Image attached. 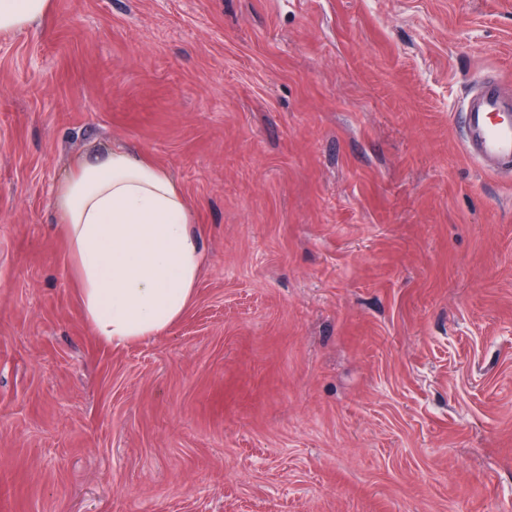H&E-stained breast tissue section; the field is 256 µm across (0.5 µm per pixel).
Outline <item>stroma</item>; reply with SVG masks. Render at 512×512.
<instances>
[{
  "label": "stroma",
  "mask_w": 512,
  "mask_h": 512,
  "mask_svg": "<svg viewBox=\"0 0 512 512\" xmlns=\"http://www.w3.org/2000/svg\"><path fill=\"white\" fill-rule=\"evenodd\" d=\"M512 0H52L0 33V512H512ZM126 145L206 263L86 325L56 192ZM466 149L483 169L512 175V97L497 75L481 79L464 104Z\"/></svg>",
  "instance_id": "stroma-1"
}]
</instances>
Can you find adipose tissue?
<instances>
[{
	"instance_id": "ef3b65f1",
	"label": "adipose tissue",
	"mask_w": 512,
	"mask_h": 512,
	"mask_svg": "<svg viewBox=\"0 0 512 512\" xmlns=\"http://www.w3.org/2000/svg\"><path fill=\"white\" fill-rule=\"evenodd\" d=\"M50 0H0V33L30 27ZM56 208L81 309L120 347L164 335L194 300L204 255L187 196L147 155L112 148L61 183Z\"/></svg>"
}]
</instances>
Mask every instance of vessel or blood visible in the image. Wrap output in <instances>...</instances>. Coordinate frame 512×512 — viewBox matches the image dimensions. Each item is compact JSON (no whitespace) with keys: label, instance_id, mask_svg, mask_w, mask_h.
<instances>
[{"label":"vessel or blood","instance_id":"vessel-or-blood-1","mask_svg":"<svg viewBox=\"0 0 512 512\" xmlns=\"http://www.w3.org/2000/svg\"><path fill=\"white\" fill-rule=\"evenodd\" d=\"M466 149L483 169L512 175V87L497 75L481 79L464 104Z\"/></svg>","mask_w":512,"mask_h":512}]
</instances>
